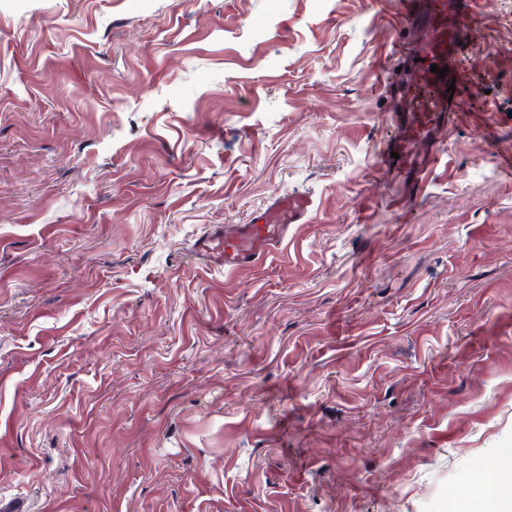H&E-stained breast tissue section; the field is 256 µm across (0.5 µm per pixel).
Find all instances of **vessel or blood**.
I'll use <instances>...</instances> for the list:
<instances>
[{
  "label": "vessel or blood",
  "instance_id": "1",
  "mask_svg": "<svg viewBox=\"0 0 512 512\" xmlns=\"http://www.w3.org/2000/svg\"><path fill=\"white\" fill-rule=\"evenodd\" d=\"M482 0H398L389 18L397 33L396 52L404 72L391 77L380 67V95L390 104L397 134L380 151L381 164L414 178L421 191L428 172L440 161L433 143L438 130L452 123L470 93V73L461 67L462 34L478 14ZM447 71L438 77L437 68ZM314 202L310 196L282 193L249 223L200 239L197 248L210 262L232 271L261 264L288 237L291 225L306 223Z\"/></svg>",
  "mask_w": 512,
  "mask_h": 512
}]
</instances>
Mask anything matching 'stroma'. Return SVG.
Segmentation results:
<instances>
[{
	"mask_svg": "<svg viewBox=\"0 0 512 512\" xmlns=\"http://www.w3.org/2000/svg\"><path fill=\"white\" fill-rule=\"evenodd\" d=\"M396 0H0V500L31 512H495L512 452V67L412 197ZM463 66L512 46L485 0ZM282 192L233 272L199 238ZM307 195L282 193L274 197L248 224H235L224 232L200 239L197 248L210 262L232 271L261 264L288 238L290 224H306L313 209Z\"/></svg>",
	"mask_w": 512,
	"mask_h": 512,
	"instance_id": "1",
	"label": "stroma"
}]
</instances>
